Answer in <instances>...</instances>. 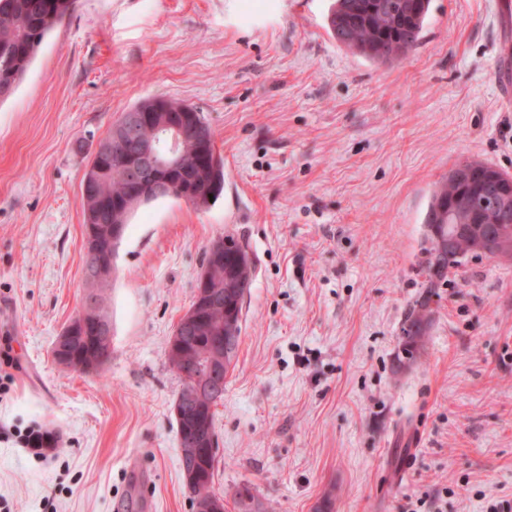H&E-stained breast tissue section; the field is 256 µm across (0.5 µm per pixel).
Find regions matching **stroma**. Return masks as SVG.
<instances>
[{
    "instance_id": "35a3bbf8",
    "label": "stroma",
    "mask_w": 512,
    "mask_h": 512,
    "mask_svg": "<svg viewBox=\"0 0 512 512\" xmlns=\"http://www.w3.org/2000/svg\"><path fill=\"white\" fill-rule=\"evenodd\" d=\"M332 0H77L0 102V512H193L172 413L169 340L206 251L253 263L215 407L211 490L263 512H439L512 501V262L480 256L440 286L424 345L402 328L424 290L425 215L460 161L512 174V48L488 0H431L390 63L329 34ZM196 107L224 157L206 209L140 206L106 288L112 357L53 359L82 308L81 184L125 110ZM41 426L44 455L18 434ZM510 69L512 73V59L507 52H503L498 59L496 78L502 90L503 103L508 106L512 102V78L510 81Z\"/></svg>"
}]
</instances>
